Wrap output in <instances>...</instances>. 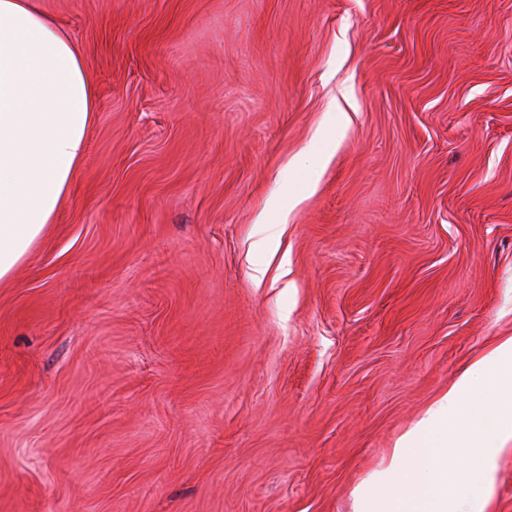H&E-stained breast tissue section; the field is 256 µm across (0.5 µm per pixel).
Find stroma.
<instances>
[{"mask_svg":"<svg viewBox=\"0 0 512 512\" xmlns=\"http://www.w3.org/2000/svg\"><path fill=\"white\" fill-rule=\"evenodd\" d=\"M40 6L96 118L0 285V512H355L512 337V0Z\"/></svg>","mask_w":512,"mask_h":512,"instance_id":"35a3bbf8","label":"stroma"}]
</instances>
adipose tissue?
<instances>
[{
  "label": "adipose tissue",
  "mask_w": 512,
  "mask_h": 512,
  "mask_svg": "<svg viewBox=\"0 0 512 512\" xmlns=\"http://www.w3.org/2000/svg\"><path fill=\"white\" fill-rule=\"evenodd\" d=\"M94 104L80 52L38 0H0V283L65 202Z\"/></svg>",
  "instance_id": "1"
}]
</instances>
